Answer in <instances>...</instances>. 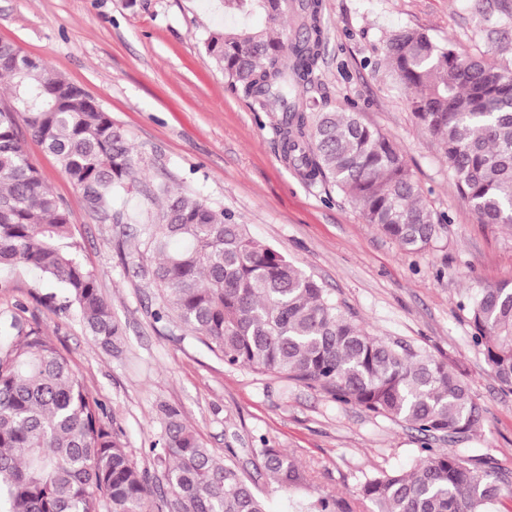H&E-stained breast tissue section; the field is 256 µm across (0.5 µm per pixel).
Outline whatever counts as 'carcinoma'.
<instances>
[{"mask_svg":"<svg viewBox=\"0 0 512 512\" xmlns=\"http://www.w3.org/2000/svg\"><path fill=\"white\" fill-rule=\"evenodd\" d=\"M320 0H224L243 23L209 35L206 48L231 87L263 112L279 106L285 160L309 181H330L369 224L409 252L436 242L447 218L421 201L404 155L358 112L324 111L302 94L322 55ZM290 16V30L282 29ZM396 84L419 126L442 147L460 196L481 224H512V66L474 56L422 29L386 44ZM0 265L34 267L59 283L87 333L119 350L123 327L78 256L70 212L30 162L19 127L55 157L88 212L127 224L113 207L136 191L161 212L144 223L146 263L136 275L162 291L155 322L176 317L230 368L243 367L318 389L339 405L412 425L421 447L409 472L364 477L352 498L310 490L279 448H261V468L293 494L292 512H496L512 498V473L458 444L483 423L466 372L426 350L367 333L324 286L277 249L250 237L235 216L162 179L141 185L139 164L109 112L40 59L0 43ZM471 339L501 390L512 393V283L475 289ZM149 451L161 475L138 468L122 433L104 421L69 360L18 315L0 312V512H266L232 462L163 405Z\"/></svg>","mask_w":512,"mask_h":512,"instance_id":"1","label":"carcinoma"}]
</instances>
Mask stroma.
<instances>
[{
    "mask_svg": "<svg viewBox=\"0 0 512 512\" xmlns=\"http://www.w3.org/2000/svg\"><path fill=\"white\" fill-rule=\"evenodd\" d=\"M321 15L322 58L304 93L323 109L360 112L398 145L426 204L448 218L430 249L404 251L336 187L307 181L284 161L273 113L255 111L206 52L211 33L235 24L220 0H0V40L44 60L110 112L140 159L143 183L171 177L323 283L370 334L465 369L485 409L465 446L512 471V393L474 346L464 307L469 289L512 281V226L476 221L386 57L393 32L421 28L512 63V0H321ZM24 144L66 202L79 257L124 325L121 351L87 336L75 307L36 269L0 267V310L38 324L70 359L139 467L153 466L146 450L161 432L159 408L169 404L216 458L235 450L267 512H288V494L257 467L265 447L284 450L316 488L342 497L366 475L411 469L419 442L409 424L227 367L185 330L155 324L159 291L136 277L130 258L137 225L98 223L55 158L32 138Z\"/></svg>",
    "mask_w": 512,
    "mask_h": 512,
    "instance_id": "stroma-1",
    "label": "stroma"
}]
</instances>
